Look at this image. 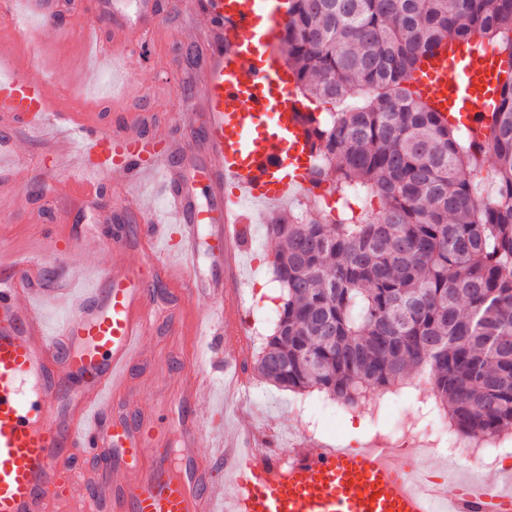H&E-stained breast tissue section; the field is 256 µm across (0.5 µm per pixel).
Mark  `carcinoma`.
<instances>
[{
    "mask_svg": "<svg viewBox=\"0 0 512 512\" xmlns=\"http://www.w3.org/2000/svg\"><path fill=\"white\" fill-rule=\"evenodd\" d=\"M475 37L512 67V0H288L285 64L331 105L303 118L313 182L342 211L267 225L285 297L254 370L352 408L421 373L448 428L489 441L512 430V81L479 139L410 90Z\"/></svg>",
    "mask_w": 512,
    "mask_h": 512,
    "instance_id": "obj_1",
    "label": "carcinoma"
}]
</instances>
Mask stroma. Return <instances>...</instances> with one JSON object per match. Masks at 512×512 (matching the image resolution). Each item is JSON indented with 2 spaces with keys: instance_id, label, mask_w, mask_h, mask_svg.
<instances>
[{
  "instance_id": "35a3bbf8",
  "label": "stroma",
  "mask_w": 512,
  "mask_h": 512,
  "mask_svg": "<svg viewBox=\"0 0 512 512\" xmlns=\"http://www.w3.org/2000/svg\"><path fill=\"white\" fill-rule=\"evenodd\" d=\"M59 7L41 37L44 59L58 77L68 75L84 55L81 40L69 35V28L88 20H103L100 32L103 43H111L113 30L108 23L112 13L134 14L138 0H58ZM158 31L152 37L145 54H129L117 66L101 69L95 86L82 92L83 112L100 124L144 133L155 140L183 139L193 144L192 163L186 178L197 186V171L205 163L202 102L199 78L202 74L210 42L207 38L204 0H156ZM132 85L131 93H123L124 85ZM185 112L189 122L172 126L170 115ZM53 147L18 125L0 123V156H20L22 169L0 165V186L5 189L7 209L0 217V234L13 245L31 253L41 248L37 237L39 227L48 225L67 242L72 228H79L90 249H65L61 259L45 256V272L54 276L67 267L78 266L86 275L81 288H89L96 277H107L113 263L128 265L140 261L136 247L125 251L112 249L115 226H123L128 240L136 239L137 228L144 217L140 209L120 202L112 181H105L98 199L80 213L67 210L71 175L52 160ZM47 184L40 193L36 184ZM197 200L202 208L210 201L204 189L197 186ZM277 207L253 208L250 222L239 242L242 251L237 276L242 282L236 297L216 298L201 294L186 299L167 280L155 283L159 295L157 319L145 336V352L131 372L133 392L127 404L130 411L154 419L164 412L160 402L175 398L184 374L192 360L206 358L204 344L185 335L184 326L193 314L216 305H223L232 318L252 316L255 325L246 330V340L238 357L244 368L247 394L238 405H199L200 415L210 421L213 432L234 428L241 435L255 430L266 431L282 455L293 454L309 439L293 409L303 403V395L279 388L259 378L252 369L266 338L272 333L278 306L267 294L275 287L273 245L267 237V226L277 214ZM323 443H369L374 427L369 424L362 408L329 404Z\"/></svg>"
}]
</instances>
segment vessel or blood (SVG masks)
<instances>
[{"label": "vessel or blood", "instance_id": "b4317fda", "mask_svg": "<svg viewBox=\"0 0 512 512\" xmlns=\"http://www.w3.org/2000/svg\"><path fill=\"white\" fill-rule=\"evenodd\" d=\"M52 0H6L15 22L52 17ZM213 48L200 78L207 161L203 173L218 217L202 233L200 214L181 167L172 155L187 156L188 145L156 147L128 131L73 116L80 135L74 157L59 154L72 173V197H97L101 177L116 183L128 202L137 186L163 175L172 221L146 214L138 244L148 271L174 275L186 297L223 293L224 278L204 279L197 259L206 241L223 244L225 268L235 269V244L247 221L230 197L279 204L295 186L287 168L302 170L310 155L300 123L303 106L277 66L249 61L275 42L288 0H207ZM30 67L0 75V112L22 127L58 134L61 114L50 111L57 79L31 80L42 67L41 45L26 41ZM508 67L489 47L463 43L440 48L416 79L420 98L449 121L473 122V107L496 98ZM270 117L263 130H248L246 115ZM233 194H225V185ZM41 256L0 262V512H512V469L495 476L451 483L397 463L393 449L313 444L278 461L271 449L214 439L197 411L209 399V374L195 370L174 404L178 422L130 418L116 408V394L129 386L132 366L142 355V338L154 322L143 273L117 263L112 275L73 298L67 318L49 329L34 299L75 288L81 270L54 282L42 278ZM147 271V272H148ZM236 321L206 309L194 317L193 334L205 340L221 362L234 359ZM80 378L77 393L65 383ZM180 439L178 457L166 449ZM155 448L145 460V448ZM74 448L90 459L110 456L103 475L77 472L63 459ZM224 466L215 480L210 460Z\"/></svg>", "mask_w": 512, "mask_h": 512}]
</instances>
